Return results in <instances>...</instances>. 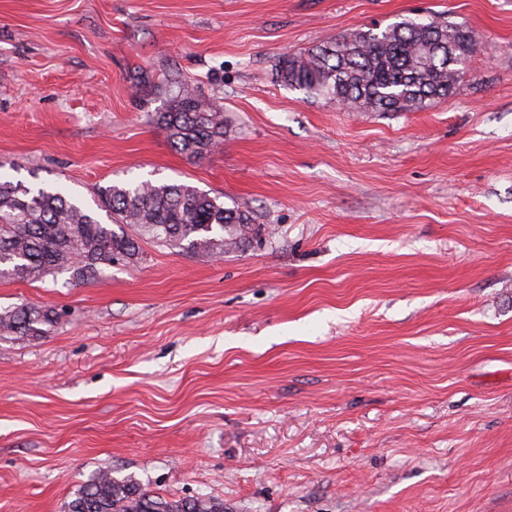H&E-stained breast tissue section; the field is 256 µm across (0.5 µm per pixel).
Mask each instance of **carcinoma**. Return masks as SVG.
I'll return each mask as SVG.
<instances>
[{"mask_svg": "<svg viewBox=\"0 0 512 512\" xmlns=\"http://www.w3.org/2000/svg\"><path fill=\"white\" fill-rule=\"evenodd\" d=\"M477 45L468 27L405 19L383 29H354L278 61L284 85L323 96L357 112H416L447 97L464 76ZM165 109L156 121L171 146L200 159L224 138V113L175 76L156 87ZM111 223L101 222L60 186L32 188L0 176V278L38 280L68 273L83 280L102 264L132 261L148 237L183 250L222 254L249 245L261 227L237 207L185 184H114L101 191ZM125 229L116 232L112 225ZM52 312L22 303L0 311V332L46 335ZM68 512H224V501L200 494L167 500L130 476L100 471L80 489Z\"/></svg>", "mask_w": 512, "mask_h": 512, "instance_id": "cac0c4a2", "label": "carcinoma"}]
</instances>
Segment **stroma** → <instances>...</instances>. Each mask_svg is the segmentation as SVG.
Here are the masks:
<instances>
[{
    "mask_svg": "<svg viewBox=\"0 0 512 512\" xmlns=\"http://www.w3.org/2000/svg\"><path fill=\"white\" fill-rule=\"evenodd\" d=\"M470 27L453 94L350 112L283 54L405 18ZM224 114L198 160L144 77ZM0 162L32 187L187 183L250 211L215 257L151 239L88 279H0V512L102 470L224 512H512V0H0ZM53 322L50 310L26 303L0 311V332L20 338L44 336L51 330Z\"/></svg>",
    "mask_w": 512,
    "mask_h": 512,
    "instance_id": "obj_1",
    "label": "stroma"
}]
</instances>
